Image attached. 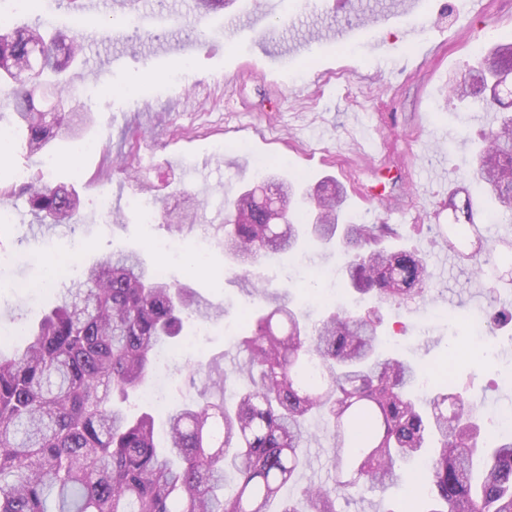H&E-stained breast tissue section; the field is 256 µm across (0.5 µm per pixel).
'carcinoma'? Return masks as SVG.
Listing matches in <instances>:
<instances>
[{
  "mask_svg": "<svg viewBox=\"0 0 512 512\" xmlns=\"http://www.w3.org/2000/svg\"><path fill=\"white\" fill-rule=\"evenodd\" d=\"M82 55L79 38L58 45L40 26L0 29V108L26 130L29 154L59 135L79 137L90 122L75 111L76 95L60 75ZM30 68L34 83H18ZM56 92L36 105L35 93ZM512 98V43L491 47L450 84L449 100L466 112L485 109L486 93ZM474 173L490 188L491 214L512 212V111L473 153ZM261 178L260 201L241 193L224 225V251L243 266L299 246L336 249L355 292L380 303L422 299L432 288L424 255L380 245L389 224H343L344 189H311ZM25 197L39 223L67 224L77 192L40 180L0 186V203ZM463 224H446L448 247L473 265L478 284L512 269V242L482 254L470 196ZM251 294L269 311L241 340L247 356L236 373L247 379L224 402L226 374L214 360L201 373L200 401L168 414L165 439L155 420L131 400L153 376L156 352L179 336L183 315L205 321L223 311L145 265L134 251L98 256L74 288L34 326L27 344L0 350V512H337V496L360 484L395 486L436 440L430 460L427 512H512V436H487L482 414L446 386L418 395L417 370L385 353L371 314L335 310L313 328L287 292L261 280ZM318 417L334 438L333 484L299 485L308 466V423ZM238 488L229 494L225 473Z\"/></svg>",
  "mask_w": 512,
  "mask_h": 512,
  "instance_id": "1",
  "label": "carcinoma"
}]
</instances>
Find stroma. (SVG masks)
I'll list each match as a JSON object with an SVG mask.
<instances>
[{"label": "stroma", "mask_w": 512, "mask_h": 512, "mask_svg": "<svg viewBox=\"0 0 512 512\" xmlns=\"http://www.w3.org/2000/svg\"><path fill=\"white\" fill-rule=\"evenodd\" d=\"M233 4V29L221 12L197 18L193 0H100L95 11L59 4L55 31L90 26L102 36L87 43L69 79L91 116L86 138L111 147L114 163L109 178L95 182L102 154L74 157L64 140L51 150L56 166L43 170L26 153L12 116L0 115V126L12 131L0 185L39 176L75 186L81 198L68 224L36 223L26 198L9 203L10 220L0 223V346H22L17 329L35 324L98 253L134 249L148 266L165 268L170 281L225 311L216 323L186 321L173 362L157 371L166 382L161 400L146 387L136 404L161 423L175 404L197 400L191 374L218 356L232 369L244 357L234 334L265 308L222 244L231 204L254 186L261 161L286 179L335 178L346 188L347 222L396 225L402 242L427 255L430 295L406 307H379L384 350L418 366L428 388L452 382L485 416L512 405V324L494 336L492 367L468 324L474 311L512 308V288L474 283L469 262L457 261L436 234L437 225L455 221L452 190L468 188L478 203L490 196L468 160L500 106L489 103L482 115L451 108L448 87L488 48L512 42V0H421L423 26L414 35L403 22L405 0H323L306 10L294 0ZM158 10L168 14L167 27L135 37L129 18ZM146 185L154 204L148 219L132 208ZM101 193L122 221L98 212ZM188 194L199 206L193 224L178 231L168 213ZM169 241L175 251H158ZM199 251L203 264L187 272L184 256ZM341 266L340 257L308 251L263 260L253 271L317 315L341 305L370 309L345 287ZM311 431L300 483L319 486L335 477L333 439L321 421ZM418 484L412 492L355 488L337 508L420 512L426 475Z\"/></svg>", "instance_id": "obj_1"}]
</instances>
